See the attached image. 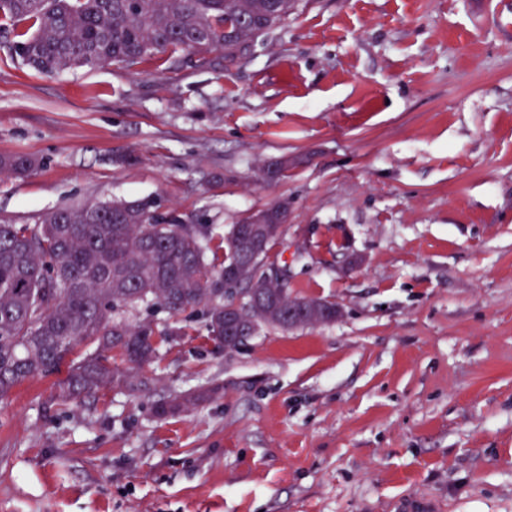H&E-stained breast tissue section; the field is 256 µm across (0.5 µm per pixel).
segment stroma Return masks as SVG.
<instances>
[{
  "label": "stroma",
  "instance_id": "1",
  "mask_svg": "<svg viewBox=\"0 0 512 512\" xmlns=\"http://www.w3.org/2000/svg\"><path fill=\"white\" fill-rule=\"evenodd\" d=\"M215 59L47 77L0 34V154L40 162L0 221L156 195L217 248L284 201L288 292L341 315L228 354L201 310L130 309L151 366L0 400V512H512V0H299ZM217 392L216 389L200 392L189 397H176L170 402H165L155 407V414L159 418L166 417L180 411L186 404H195L205 401L212 397Z\"/></svg>",
  "mask_w": 512,
  "mask_h": 512
}]
</instances>
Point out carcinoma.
<instances>
[{
	"label": "carcinoma",
	"instance_id": "obj_1",
	"mask_svg": "<svg viewBox=\"0 0 512 512\" xmlns=\"http://www.w3.org/2000/svg\"><path fill=\"white\" fill-rule=\"evenodd\" d=\"M296 0H0V30L12 33V55L52 75L79 66H133L160 53L203 56L215 50L234 64L258 39L288 19ZM38 167L26 155H1L0 173L24 176ZM242 224L224 237V253L183 223L156 197L95 201L42 214L36 224H0V399L19 382L52 373L74 348H94L69 366L58 397L76 399L124 374L115 356L142 367L157 355L149 323L123 314L153 304L176 318L204 307L205 329L224 347V270L243 262ZM276 234L262 239L243 291L272 305L288 329L294 299L266 273ZM176 397L155 407L163 418L212 397Z\"/></svg>",
	"mask_w": 512,
	"mask_h": 512
}]
</instances>
